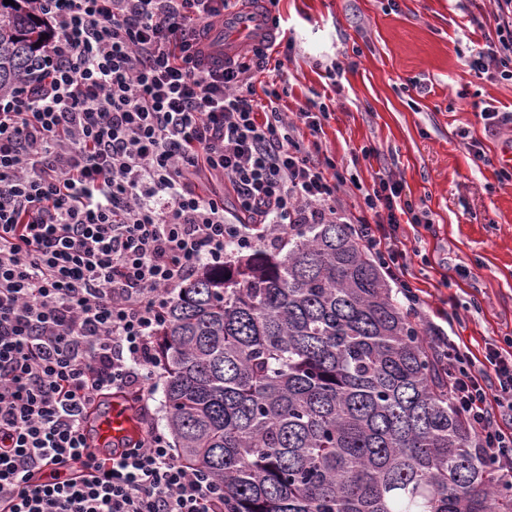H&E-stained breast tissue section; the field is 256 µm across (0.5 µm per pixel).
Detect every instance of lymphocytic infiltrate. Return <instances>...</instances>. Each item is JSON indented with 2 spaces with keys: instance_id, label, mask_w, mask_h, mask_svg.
I'll return each instance as SVG.
<instances>
[{
  "instance_id": "f902f5d3",
  "label": "lymphocytic infiltrate",
  "mask_w": 512,
  "mask_h": 512,
  "mask_svg": "<svg viewBox=\"0 0 512 512\" xmlns=\"http://www.w3.org/2000/svg\"><path fill=\"white\" fill-rule=\"evenodd\" d=\"M476 77L512 81V0H493ZM241 0H34L50 35L0 91V512H224V486L145 420L111 464L85 421L114 391L153 396L157 333L178 288L259 234L346 222L409 306L401 216L425 206L376 172L357 210L324 150L325 110L281 107L274 42L221 65L215 29ZM232 193L233 206L224 203ZM448 390L512 478V353L486 367L441 346ZM52 483L38 481L46 467Z\"/></svg>"
}]
</instances>
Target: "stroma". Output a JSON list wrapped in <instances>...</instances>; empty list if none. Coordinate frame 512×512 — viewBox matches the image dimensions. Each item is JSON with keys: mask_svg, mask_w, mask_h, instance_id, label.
<instances>
[{"mask_svg": "<svg viewBox=\"0 0 512 512\" xmlns=\"http://www.w3.org/2000/svg\"><path fill=\"white\" fill-rule=\"evenodd\" d=\"M279 0L284 66L277 84L296 111L326 105L321 140L366 187L384 169L424 202L430 227L401 224L412 283L423 304L414 319L474 356L512 348V184L499 183L498 156L512 128L486 129L482 109L512 113V83L475 77L465 64L484 45L471 0ZM347 63L339 87L325 68ZM479 141L485 161L467 145ZM369 158H362L363 150Z\"/></svg>", "mask_w": 512, "mask_h": 512, "instance_id": "stroma-1", "label": "stroma"}]
</instances>
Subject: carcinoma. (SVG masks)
<instances>
[{"label":"carcinoma","instance_id":"cac0c4a2","mask_svg":"<svg viewBox=\"0 0 512 512\" xmlns=\"http://www.w3.org/2000/svg\"><path fill=\"white\" fill-rule=\"evenodd\" d=\"M45 33L0 0V90ZM179 459L224 512H512L434 344L347 224H296L206 268L160 333Z\"/></svg>","mask_w":512,"mask_h":512}]
</instances>
